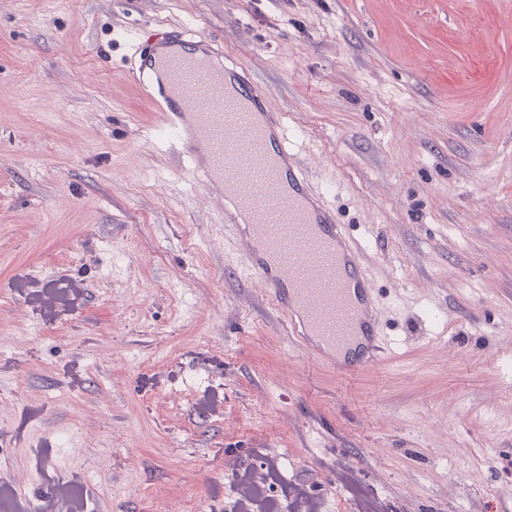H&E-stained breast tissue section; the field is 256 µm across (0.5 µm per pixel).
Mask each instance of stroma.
Here are the masks:
<instances>
[{
  "mask_svg": "<svg viewBox=\"0 0 512 512\" xmlns=\"http://www.w3.org/2000/svg\"><path fill=\"white\" fill-rule=\"evenodd\" d=\"M176 27L282 113L398 305L384 360L338 372L234 274L127 76L126 35ZM2 446L93 512H239L269 463L276 512H512V0H0Z\"/></svg>",
  "mask_w": 512,
  "mask_h": 512,
  "instance_id": "obj_1",
  "label": "stroma"
}]
</instances>
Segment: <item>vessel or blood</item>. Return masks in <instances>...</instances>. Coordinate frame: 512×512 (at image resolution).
<instances>
[{
  "instance_id": "obj_1",
  "label": "vessel or blood",
  "mask_w": 512,
  "mask_h": 512,
  "mask_svg": "<svg viewBox=\"0 0 512 512\" xmlns=\"http://www.w3.org/2000/svg\"><path fill=\"white\" fill-rule=\"evenodd\" d=\"M140 40L136 84L162 75L151 100L177 137L204 191L223 194L225 217L246 249L236 270L260 278L293 336L337 369L358 371L384 350L382 303L346 225L298 167L281 113L245 69L208 35L163 33Z\"/></svg>"
}]
</instances>
